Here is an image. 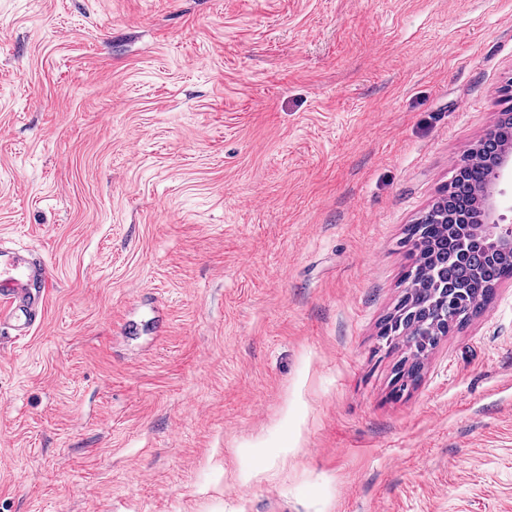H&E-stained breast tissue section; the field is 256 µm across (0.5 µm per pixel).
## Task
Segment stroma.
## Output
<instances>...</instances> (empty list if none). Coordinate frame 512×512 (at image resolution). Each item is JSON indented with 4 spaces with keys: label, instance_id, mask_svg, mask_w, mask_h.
I'll use <instances>...</instances> for the list:
<instances>
[{
    "label": "stroma",
    "instance_id": "1",
    "mask_svg": "<svg viewBox=\"0 0 512 512\" xmlns=\"http://www.w3.org/2000/svg\"><path fill=\"white\" fill-rule=\"evenodd\" d=\"M511 104L512 0H0V512H512V280L382 335ZM51 270L44 260L0 244V323L26 336L40 322Z\"/></svg>",
    "mask_w": 512,
    "mask_h": 512
}]
</instances>
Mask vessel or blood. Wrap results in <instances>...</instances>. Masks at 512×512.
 I'll return each mask as SVG.
<instances>
[{
  "label": "vessel or blood",
  "mask_w": 512,
  "mask_h": 512,
  "mask_svg": "<svg viewBox=\"0 0 512 512\" xmlns=\"http://www.w3.org/2000/svg\"><path fill=\"white\" fill-rule=\"evenodd\" d=\"M50 281L47 263L0 244V323L28 335L42 318Z\"/></svg>",
  "instance_id": "vessel-or-blood-1"
}]
</instances>
